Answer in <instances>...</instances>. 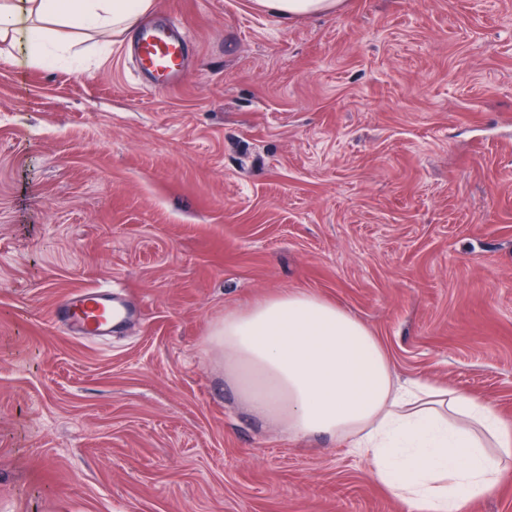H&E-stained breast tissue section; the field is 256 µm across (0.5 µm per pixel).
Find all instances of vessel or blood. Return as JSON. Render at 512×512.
<instances>
[{
    "label": "vessel or blood",
    "instance_id": "vessel-or-blood-1",
    "mask_svg": "<svg viewBox=\"0 0 512 512\" xmlns=\"http://www.w3.org/2000/svg\"><path fill=\"white\" fill-rule=\"evenodd\" d=\"M135 55L140 69L146 75L151 88L170 90L176 88L185 73L188 55L186 39L173 26L155 25L139 30ZM118 303L111 291L93 288L78 291L57 312L60 321L68 320L71 310H79L78 331L95 336L111 335L116 321L113 312Z\"/></svg>",
    "mask_w": 512,
    "mask_h": 512
}]
</instances>
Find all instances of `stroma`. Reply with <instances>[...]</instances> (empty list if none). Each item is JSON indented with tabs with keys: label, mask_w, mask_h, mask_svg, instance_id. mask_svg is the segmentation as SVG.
Masks as SVG:
<instances>
[{
	"label": "stroma",
	"mask_w": 512,
	"mask_h": 512,
	"mask_svg": "<svg viewBox=\"0 0 512 512\" xmlns=\"http://www.w3.org/2000/svg\"><path fill=\"white\" fill-rule=\"evenodd\" d=\"M170 18L166 92L127 34L57 68L0 40V512H404L347 441L252 417L206 338L306 291L512 420V0ZM105 285L111 337L55 321Z\"/></svg>",
	"instance_id": "35a3bbf8"
}]
</instances>
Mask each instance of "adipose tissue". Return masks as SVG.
<instances>
[{
  "instance_id": "adipose-tissue-1",
  "label": "adipose tissue",
  "mask_w": 512,
  "mask_h": 512,
  "mask_svg": "<svg viewBox=\"0 0 512 512\" xmlns=\"http://www.w3.org/2000/svg\"><path fill=\"white\" fill-rule=\"evenodd\" d=\"M289 21L344 0H252ZM152 0H0V38L29 63L60 64L95 31H131ZM67 37H60L58 29ZM210 344L239 401L293 439L350 441L408 512H464L491 495L512 457V422L482 398L423 380L400 382L380 342L336 304L304 291L225 312Z\"/></svg>"
}]
</instances>
